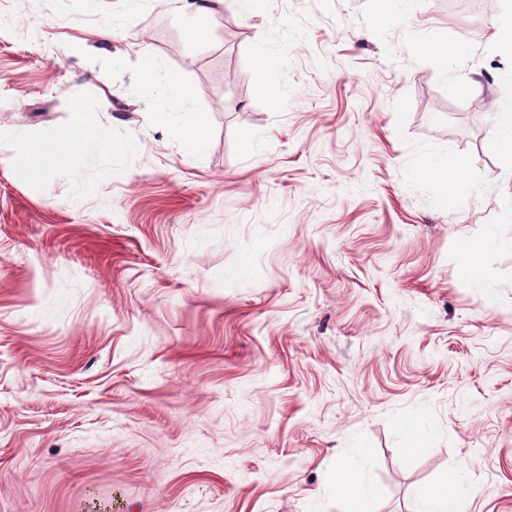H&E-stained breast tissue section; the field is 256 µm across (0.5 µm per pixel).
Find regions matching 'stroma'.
<instances>
[{
	"instance_id": "1",
	"label": "stroma",
	"mask_w": 512,
	"mask_h": 512,
	"mask_svg": "<svg viewBox=\"0 0 512 512\" xmlns=\"http://www.w3.org/2000/svg\"><path fill=\"white\" fill-rule=\"evenodd\" d=\"M200 2L0 0V512H346L342 463L368 512L458 473L512 512V0H266L212 35ZM78 112L118 151L27 169ZM460 156L440 203L421 172ZM421 48L429 53L435 63L444 68L445 71L452 69L455 62L468 52L467 43L462 41L441 42L434 35L422 41ZM152 82L161 81L164 89L170 98L174 100L184 99L189 95V90L176 77L163 72L158 63H152L150 66ZM495 139L498 154L512 168V104L496 108ZM181 124L184 127L186 145L196 151L205 146V127L194 114H185L181 117ZM467 161L464 158H457L454 166L451 168L439 169L436 167H426L422 176L432 181H442L444 185V195L441 197L442 202L448 203L449 200L456 199L462 192L473 194L474 186L467 177ZM337 483L349 489V512H367L365 504L371 490L366 488L359 478H356L349 468L340 465L336 474Z\"/></svg>"
}]
</instances>
